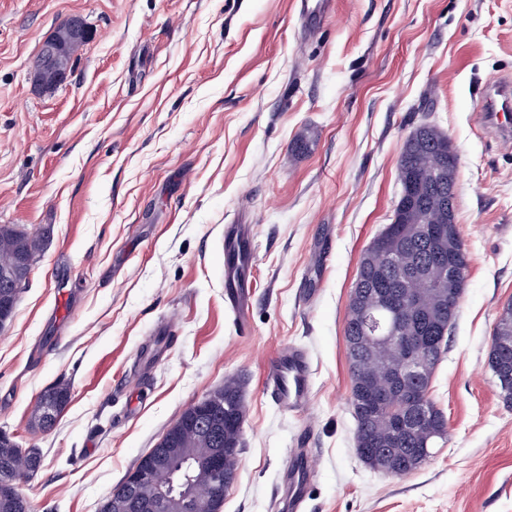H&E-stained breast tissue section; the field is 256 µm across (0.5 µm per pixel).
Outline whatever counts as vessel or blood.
<instances>
[{
  "label": "vessel or blood",
  "mask_w": 512,
  "mask_h": 512,
  "mask_svg": "<svg viewBox=\"0 0 512 512\" xmlns=\"http://www.w3.org/2000/svg\"><path fill=\"white\" fill-rule=\"evenodd\" d=\"M330 0H299V14L306 31L317 28L321 17L327 13ZM478 117L483 126L495 132L504 145L512 144V81H496L486 86L480 96ZM251 229L246 224H228L224 227V253L227 272L224 277L226 298L238 324H245L248 312L249 291L239 268L252 259L249 249ZM311 367L308 357L297 350L285 349L267 365V387L273 400L288 411L302 409L310 397Z\"/></svg>",
  "instance_id": "1"
}]
</instances>
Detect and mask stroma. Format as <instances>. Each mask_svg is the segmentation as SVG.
<instances>
[{
    "label": "stroma",
    "instance_id": "obj_1",
    "mask_svg": "<svg viewBox=\"0 0 512 512\" xmlns=\"http://www.w3.org/2000/svg\"><path fill=\"white\" fill-rule=\"evenodd\" d=\"M332 2L304 36L294 0H0V224L45 237L0 326V430L43 457L21 484L31 512H99L231 376L247 417L223 512H285L296 456L312 462L301 512H512V409L487 367L512 300V149L477 118L481 88L512 76V0ZM72 14L93 38L41 91L32 62ZM422 122L459 155L469 266L430 388L448 437L392 476L356 454L345 325ZM228 224L256 244L244 334ZM289 346L312 367L298 412L264 390ZM60 381L71 398L41 431L31 408Z\"/></svg>",
    "mask_w": 512,
    "mask_h": 512
}]
</instances>
